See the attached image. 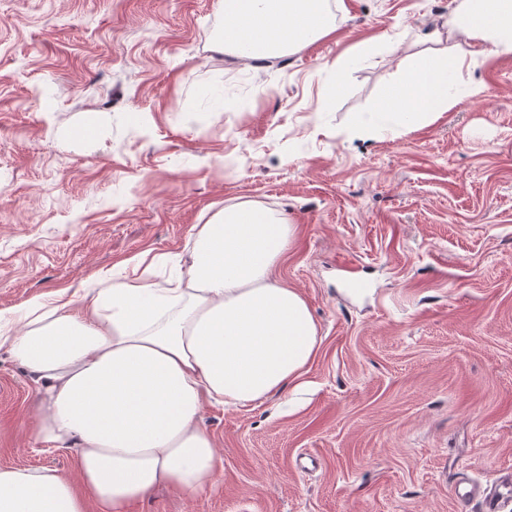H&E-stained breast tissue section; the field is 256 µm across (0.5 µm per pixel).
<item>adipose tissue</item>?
Wrapping results in <instances>:
<instances>
[{
    "instance_id": "adipose-tissue-1",
    "label": "adipose tissue",
    "mask_w": 512,
    "mask_h": 512,
    "mask_svg": "<svg viewBox=\"0 0 512 512\" xmlns=\"http://www.w3.org/2000/svg\"><path fill=\"white\" fill-rule=\"evenodd\" d=\"M224 47L270 60L327 36V0H221ZM449 33L512 53V0H459ZM470 92L429 60L389 86L360 128L404 126ZM293 225L254 206L201 225L166 287L124 279L93 299L32 305L27 327L0 331L42 399L37 441L72 450L75 474L0 467V512H129L165 488L193 499L218 484L222 459L199 423L205 404L244 408L301 388L322 339L301 294L277 271Z\"/></svg>"
}]
</instances>
